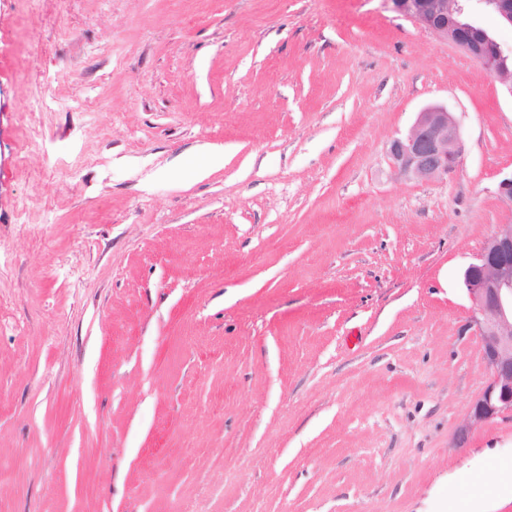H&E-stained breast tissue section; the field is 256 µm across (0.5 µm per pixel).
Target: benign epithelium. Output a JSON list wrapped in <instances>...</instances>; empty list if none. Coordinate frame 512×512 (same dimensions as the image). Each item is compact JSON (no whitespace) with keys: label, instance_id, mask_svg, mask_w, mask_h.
<instances>
[{"label":"benign epithelium","instance_id":"benign-epithelium-1","mask_svg":"<svg viewBox=\"0 0 512 512\" xmlns=\"http://www.w3.org/2000/svg\"><path fill=\"white\" fill-rule=\"evenodd\" d=\"M391 2L397 13L412 19L437 38L456 45L489 74L512 80V71L501 64L508 50L495 37L485 36V42L494 45L495 58L486 51L484 42L466 37V32L476 24L472 0ZM477 2L485 11L493 9L503 23L512 26V0ZM389 156L399 173L422 180L459 170L461 134L448 107L440 104L425 107L409 132L392 140ZM495 194L501 205L512 212V172L497 182ZM464 287L488 379L457 426L453 439L456 448L465 447L476 428L512 417V224L499 225L485 241L475 261L464 272Z\"/></svg>","mask_w":512,"mask_h":512}]
</instances>
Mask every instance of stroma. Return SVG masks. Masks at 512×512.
<instances>
[{"instance_id":"obj_1","label":"stroma","mask_w":512,"mask_h":512,"mask_svg":"<svg viewBox=\"0 0 512 512\" xmlns=\"http://www.w3.org/2000/svg\"><path fill=\"white\" fill-rule=\"evenodd\" d=\"M510 171L512 94L390 0H0V512H512V419L452 445ZM389 156L401 174L432 180L460 169L461 134L445 105L435 104L418 113L409 132L392 140Z\"/></svg>"}]
</instances>
